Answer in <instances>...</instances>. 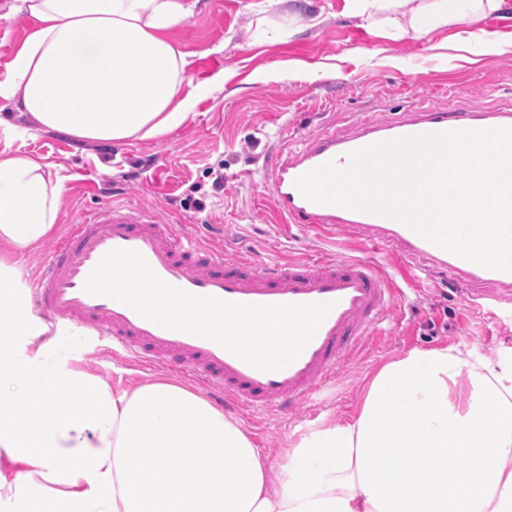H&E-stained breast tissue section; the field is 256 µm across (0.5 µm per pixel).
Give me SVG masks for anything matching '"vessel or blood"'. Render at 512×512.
<instances>
[{
	"mask_svg": "<svg viewBox=\"0 0 512 512\" xmlns=\"http://www.w3.org/2000/svg\"><path fill=\"white\" fill-rule=\"evenodd\" d=\"M464 129H512V108H479L448 116L429 109L392 123H361L351 136L317 134L299 147H283L268 173L274 211L283 224L321 236L340 229L372 250L399 246L469 277L504 287L512 303V272L458 257L389 217L316 203L296 180L326 163L347 167L352 153L396 138ZM114 249L138 251L165 282L199 296L243 304L327 303L331 310L301 355L287 367L258 370L214 341L164 328L131 307L85 292L100 259ZM395 300L387 275L372 259L323 256L269 265L198 242L152 214L105 203L74 225L30 282L34 316L94 333L141 366L176 369L232 409L295 413L334 378L337 367L383 323Z\"/></svg>",
	"mask_w": 512,
	"mask_h": 512,
	"instance_id": "vessel-or-blood-1",
	"label": "vessel or blood"
}]
</instances>
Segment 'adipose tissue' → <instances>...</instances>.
Returning <instances> with one entry per match:
<instances>
[{"mask_svg":"<svg viewBox=\"0 0 512 512\" xmlns=\"http://www.w3.org/2000/svg\"><path fill=\"white\" fill-rule=\"evenodd\" d=\"M34 21L0 98L39 129L120 144L164 136L209 85L167 31L198 0H20ZM419 40L506 0H351ZM65 178L0 152V512H512V358L415 348L370 379L356 417L268 462L233 417L164 380L111 385L80 333L28 314L13 255L55 228Z\"/></svg>","mask_w":512,"mask_h":512,"instance_id":"ef3b65f1","label":"adipose tissue"}]
</instances>
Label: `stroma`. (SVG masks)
I'll return each mask as SVG.
<instances>
[{
    "instance_id": "obj_1",
    "label": "stroma",
    "mask_w": 512,
    "mask_h": 512,
    "mask_svg": "<svg viewBox=\"0 0 512 512\" xmlns=\"http://www.w3.org/2000/svg\"><path fill=\"white\" fill-rule=\"evenodd\" d=\"M13 0H0V80L31 28ZM200 0L193 17L168 36L188 55L195 81L211 86L186 122L160 138L124 144L87 143L45 132L22 113L19 99H0L23 135L0 136L8 148L43 158L66 178L51 236L15 257L29 283L70 225L106 199L148 210L183 225L199 241L240 248L270 262L330 254L358 256L345 232L329 240L290 236L270 219L267 169L282 143L302 145L313 135H346L363 122L394 121L423 109L448 111L512 106V52H488L484 41L512 43V18L493 13L467 28L443 26L416 40L387 20L362 26L347 0H315L321 23L283 26L284 5L267 0ZM391 277L395 305L380 332L338 369L318 399L290 417L275 408L238 415L270 461L279 462L310 430L350 421L370 376L414 348L451 346L496 360L512 355V306L477 308L457 291L455 273L442 268L417 282L397 270L392 253L379 256ZM79 365L110 384L134 387L159 378L186 385L183 376L138 368L107 343L87 336Z\"/></svg>"
}]
</instances>
